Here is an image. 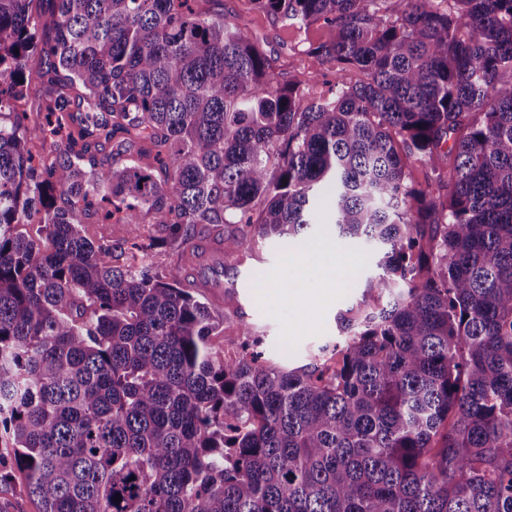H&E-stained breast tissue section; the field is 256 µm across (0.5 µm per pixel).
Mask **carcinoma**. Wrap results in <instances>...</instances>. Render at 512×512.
Here are the masks:
<instances>
[{"label": "carcinoma", "instance_id": "carcinoma-1", "mask_svg": "<svg viewBox=\"0 0 512 512\" xmlns=\"http://www.w3.org/2000/svg\"><path fill=\"white\" fill-rule=\"evenodd\" d=\"M196 2L0 0V485L39 512H512V0H250L364 73L318 100ZM326 188L386 303L308 365L244 321L224 357L186 269L303 245ZM6 502L9 512H39V506L29 496L21 478L1 486L0 502Z\"/></svg>", "mask_w": 512, "mask_h": 512}]
</instances>
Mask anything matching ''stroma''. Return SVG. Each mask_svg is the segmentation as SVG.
I'll use <instances>...</instances> for the list:
<instances>
[{
    "label": "stroma",
    "mask_w": 512,
    "mask_h": 512,
    "mask_svg": "<svg viewBox=\"0 0 512 512\" xmlns=\"http://www.w3.org/2000/svg\"><path fill=\"white\" fill-rule=\"evenodd\" d=\"M218 7L230 22L263 38L266 50L277 58L283 80L300 84L312 99L334 93L336 79L319 77V63L307 54L309 46L330 38L323 23L301 28L275 20L253 9L249 0H220ZM312 237V246L333 244L346 260L334 290H327L321 265L310 261L312 247L292 249L277 241L259 245L252 257L234 268L207 269L208 277L221 282L204 291L213 304H222L224 286L234 285L237 292L236 310L229 314L224 334L212 339L226 356L236 352L237 324L242 320L263 336L270 358L291 368L309 363L321 346L339 338V315L367 299V279L376 267L366 252L336 239L327 225L313 226Z\"/></svg>",
    "instance_id": "1"
}]
</instances>
